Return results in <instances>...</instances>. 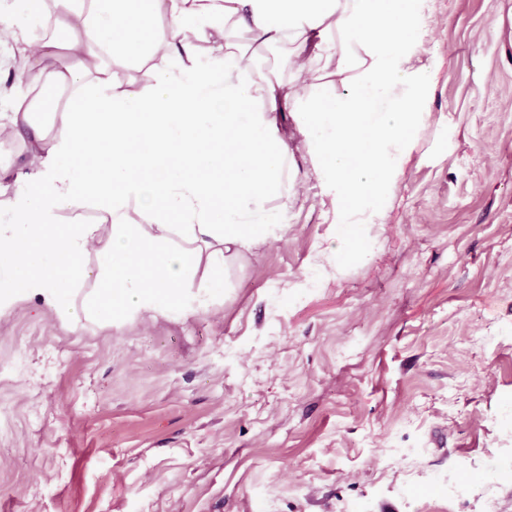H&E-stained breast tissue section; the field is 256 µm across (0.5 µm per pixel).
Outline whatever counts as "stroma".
<instances>
[{
  "mask_svg": "<svg viewBox=\"0 0 512 512\" xmlns=\"http://www.w3.org/2000/svg\"><path fill=\"white\" fill-rule=\"evenodd\" d=\"M424 22L429 118L345 270L301 158L215 313H0V512H512V0Z\"/></svg>",
  "mask_w": 512,
  "mask_h": 512,
  "instance_id": "obj_1",
  "label": "stroma"
}]
</instances>
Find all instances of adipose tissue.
<instances>
[{"instance_id":"ef3b65f1","label":"adipose tissue","mask_w":512,"mask_h":512,"mask_svg":"<svg viewBox=\"0 0 512 512\" xmlns=\"http://www.w3.org/2000/svg\"><path fill=\"white\" fill-rule=\"evenodd\" d=\"M424 8L0 0V43L25 82L0 135L35 132L25 175L0 167V313L24 297L65 325L206 307L231 264L282 238L299 151L333 223H385L428 118ZM88 284L110 304L76 303Z\"/></svg>"}]
</instances>
